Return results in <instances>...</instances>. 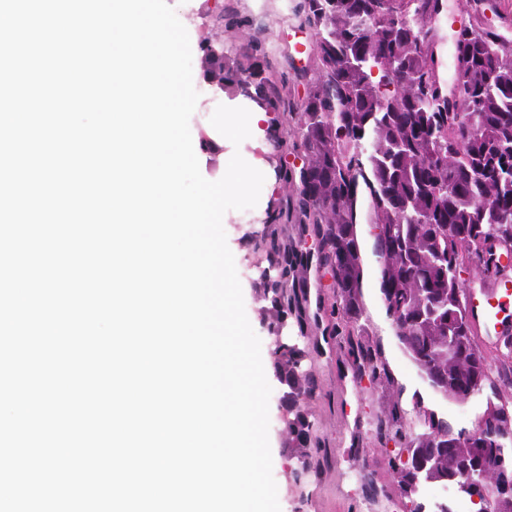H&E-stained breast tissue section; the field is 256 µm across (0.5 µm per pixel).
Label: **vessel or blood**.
I'll return each mask as SVG.
<instances>
[{
  "instance_id": "1",
  "label": "vessel or blood",
  "mask_w": 512,
  "mask_h": 512,
  "mask_svg": "<svg viewBox=\"0 0 512 512\" xmlns=\"http://www.w3.org/2000/svg\"><path fill=\"white\" fill-rule=\"evenodd\" d=\"M465 305L480 335L498 336L512 328V275L496 279L493 289L470 290Z\"/></svg>"
}]
</instances>
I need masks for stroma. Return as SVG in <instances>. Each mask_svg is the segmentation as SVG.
Listing matches in <instances>:
<instances>
[{"instance_id":"35a3bbf8","label":"stroma","mask_w":512,"mask_h":512,"mask_svg":"<svg viewBox=\"0 0 512 512\" xmlns=\"http://www.w3.org/2000/svg\"><path fill=\"white\" fill-rule=\"evenodd\" d=\"M183 19L191 44H198L204 36H212L223 43L228 55H236L248 43L261 46L270 68L290 92H297V68L304 65L313 53L314 36L301 28L302 0H167ZM193 84L199 94L198 107L190 119L191 133L211 130L209 119L217 105L256 109L255 101L242 93L226 90L214 93L204 79L200 61H193ZM267 146L249 140L240 146L224 143L226 154L241 153L253 167L262 171L265 181L256 207L231 210L223 217L228 246L234 256L242 285L248 320L259 338H262L261 356L264 368L272 366V351L265 338L260 303L256 298L249 266L251 256L243 241L248 224L261 217L271 199L279 197L283 188L272 166L262 154ZM365 317L380 341L383 354L399 385L421 392L428 407L447 416L454 427L474 428L486 408L484 397L477 396L468 403L428 393L417 369L400 349L379 301V291H363ZM310 350L308 360L321 387V395L310 401L309 409L319 427L322 440L320 455L324 462L315 469L303 485H296L291 474L292 465L283 453V411L279 405L280 385H273L269 402V442L272 453V473L278 487L281 512H402L399 498L372 497L371 489L393 490L395 478L388 465V454L370 437H363L360 449L369 461V468H361L350 458L348 450L360 427L372 420L378 408L377 398L352 382L351 372L338 341L323 336L305 340Z\"/></svg>"}]
</instances>
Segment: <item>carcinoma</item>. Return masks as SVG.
I'll return each instance as SVG.
<instances>
[{"instance_id":"carcinoma-1","label":"carcinoma","mask_w":512,"mask_h":512,"mask_svg":"<svg viewBox=\"0 0 512 512\" xmlns=\"http://www.w3.org/2000/svg\"><path fill=\"white\" fill-rule=\"evenodd\" d=\"M467 0L456 32L454 87L439 76L446 0H302L301 26L314 33L312 64L299 70L304 96L277 111L280 92L252 46L219 65L230 84L274 111L266 161L292 195L272 201L244 234L274 377L287 388L283 447L295 480L320 464V438L306 404L320 386L296 335L344 343L352 380L381 394L370 422L392 447L388 464L405 512H424L427 484L454 485L468 499L481 487L507 491L512 512V336L501 339L499 381L477 343L461 273L495 278L512 270V53ZM281 128L290 129L284 139ZM293 154L301 165L290 166ZM378 266L380 300L402 351L437 395L465 402L486 395L473 430L420 409L414 427L402 390L371 344L363 321L365 241Z\"/></svg>"}]
</instances>
